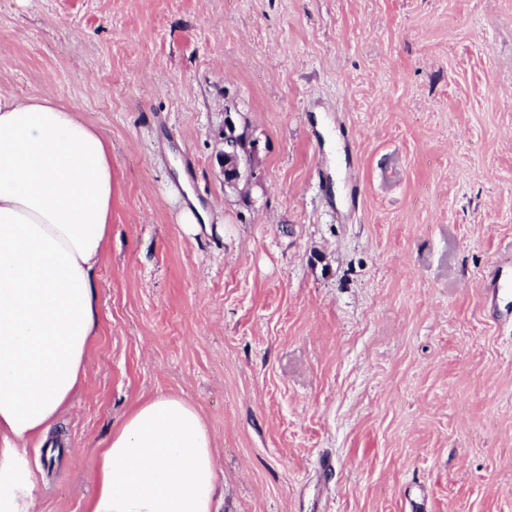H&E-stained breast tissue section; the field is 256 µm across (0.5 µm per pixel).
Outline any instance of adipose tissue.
<instances>
[{"label":"adipose tissue","instance_id":"1","mask_svg":"<svg viewBox=\"0 0 512 512\" xmlns=\"http://www.w3.org/2000/svg\"><path fill=\"white\" fill-rule=\"evenodd\" d=\"M112 149L46 94L0 92V512H29L16 446L47 433L79 386L98 326ZM219 471L197 410L158 397L101 448L86 512H212Z\"/></svg>","mask_w":512,"mask_h":512}]
</instances>
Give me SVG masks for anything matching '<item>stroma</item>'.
<instances>
[{
    "mask_svg": "<svg viewBox=\"0 0 512 512\" xmlns=\"http://www.w3.org/2000/svg\"><path fill=\"white\" fill-rule=\"evenodd\" d=\"M0 89L112 147L99 327L20 450L30 512H85L157 396L203 420L213 512H512V292L485 299L512 0H0ZM230 123L256 147L235 186ZM239 148V143L231 139L229 134L224 136V167L226 170L231 171L228 177L224 180L227 184H236L245 174L241 172L239 168L233 166Z\"/></svg>",
    "mask_w": 512,
    "mask_h": 512,
    "instance_id": "obj_1",
    "label": "stroma"
}]
</instances>
